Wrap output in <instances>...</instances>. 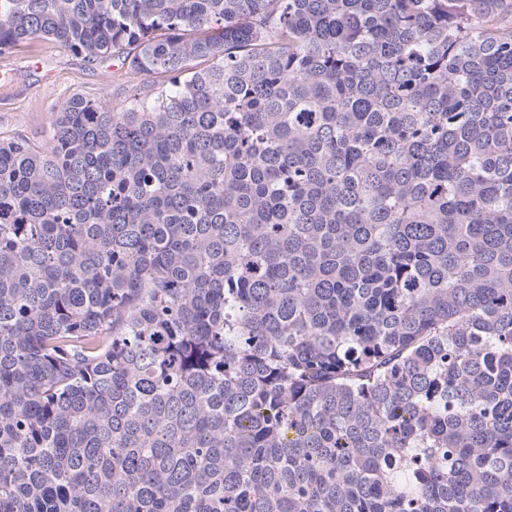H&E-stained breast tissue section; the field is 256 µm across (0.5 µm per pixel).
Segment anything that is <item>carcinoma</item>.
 Segmentation results:
<instances>
[{
  "label": "carcinoma",
  "mask_w": 512,
  "mask_h": 512,
  "mask_svg": "<svg viewBox=\"0 0 512 512\" xmlns=\"http://www.w3.org/2000/svg\"><path fill=\"white\" fill-rule=\"evenodd\" d=\"M133 94L0 138V512H512V0H0Z\"/></svg>",
  "instance_id": "obj_1"
}]
</instances>
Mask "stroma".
Segmentation results:
<instances>
[{
	"label": "stroma",
	"mask_w": 512,
	"mask_h": 512,
	"mask_svg": "<svg viewBox=\"0 0 512 512\" xmlns=\"http://www.w3.org/2000/svg\"><path fill=\"white\" fill-rule=\"evenodd\" d=\"M0 64L26 72L20 82L0 89V137L21 133L47 141L51 112L73 93L111 107L122 106L128 96V85L112 64L86 65L49 39L33 40L1 56Z\"/></svg>",
	"instance_id": "obj_1"
}]
</instances>
